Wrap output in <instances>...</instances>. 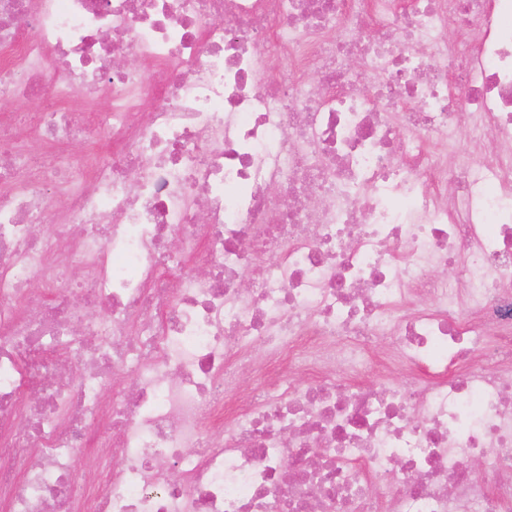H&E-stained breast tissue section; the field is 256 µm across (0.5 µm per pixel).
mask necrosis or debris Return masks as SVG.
Returning <instances> with one entry per match:
<instances>
[{
	"label": "necrosis or debris",
	"mask_w": 512,
	"mask_h": 512,
	"mask_svg": "<svg viewBox=\"0 0 512 512\" xmlns=\"http://www.w3.org/2000/svg\"><path fill=\"white\" fill-rule=\"evenodd\" d=\"M45 96L0 512H512V0H0Z\"/></svg>",
	"instance_id": "necrosis-or-debris-1"
}]
</instances>
